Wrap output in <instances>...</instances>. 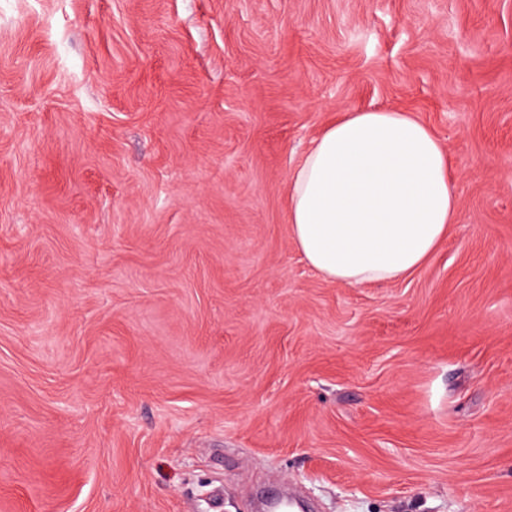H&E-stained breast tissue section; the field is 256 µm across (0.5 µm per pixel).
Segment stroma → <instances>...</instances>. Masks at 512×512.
I'll use <instances>...</instances> for the list:
<instances>
[{
	"mask_svg": "<svg viewBox=\"0 0 512 512\" xmlns=\"http://www.w3.org/2000/svg\"><path fill=\"white\" fill-rule=\"evenodd\" d=\"M415 114L459 214L325 281L286 177ZM512 512V0H0V512Z\"/></svg>",
	"mask_w": 512,
	"mask_h": 512,
	"instance_id": "stroma-1",
	"label": "stroma"
}]
</instances>
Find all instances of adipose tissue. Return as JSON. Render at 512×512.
<instances>
[{
	"mask_svg": "<svg viewBox=\"0 0 512 512\" xmlns=\"http://www.w3.org/2000/svg\"><path fill=\"white\" fill-rule=\"evenodd\" d=\"M288 223L323 279L364 285L420 270L456 223L448 152L412 113H344L288 172Z\"/></svg>",
	"mask_w": 512,
	"mask_h": 512,
	"instance_id": "1",
	"label": "adipose tissue"
}]
</instances>
